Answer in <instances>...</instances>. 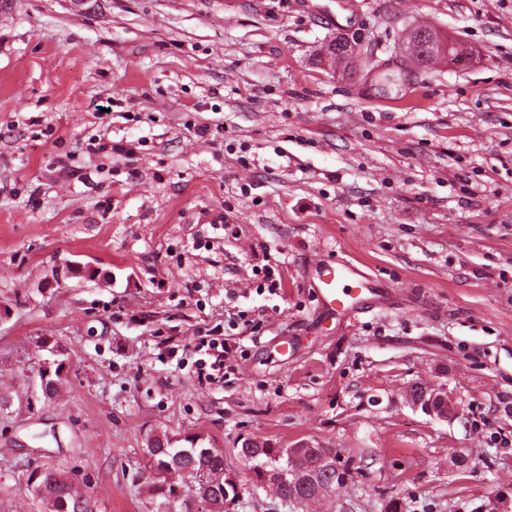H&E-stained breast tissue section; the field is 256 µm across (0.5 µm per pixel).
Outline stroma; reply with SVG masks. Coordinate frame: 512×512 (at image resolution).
Segmentation results:
<instances>
[{
  "mask_svg": "<svg viewBox=\"0 0 512 512\" xmlns=\"http://www.w3.org/2000/svg\"><path fill=\"white\" fill-rule=\"evenodd\" d=\"M317 2L343 27L302 0H0V512H35L47 467L150 512L163 433L240 476L247 438L332 449L345 481L305 512H512V0ZM424 25L461 54L409 66ZM339 34L351 69L315 65ZM319 260L381 306L323 309ZM43 338L66 381L30 408ZM219 346L221 347L220 351L218 350ZM230 349L231 346L228 343H225L224 340L218 344H216V342L210 343L209 349L206 350L205 352V354L208 355L210 358L209 361H206L205 359H198L196 361L198 378H204L206 380H216L217 378H220V376H216L217 374H222L223 377L224 357L225 354L230 351ZM422 402H424L425 411L432 417L444 420L454 415L453 404L448 400L447 396L436 389L426 390L422 401L417 400L414 405L421 408Z\"/></svg>",
  "mask_w": 512,
  "mask_h": 512,
  "instance_id": "1",
  "label": "stroma"
}]
</instances>
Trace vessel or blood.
Wrapping results in <instances>:
<instances>
[{"label": "vessel or blood", "mask_w": 512, "mask_h": 512, "mask_svg": "<svg viewBox=\"0 0 512 512\" xmlns=\"http://www.w3.org/2000/svg\"><path fill=\"white\" fill-rule=\"evenodd\" d=\"M317 293L330 310L344 313L363 308L375 289L369 277L350 263L333 266L320 264Z\"/></svg>", "instance_id": "1"}]
</instances>
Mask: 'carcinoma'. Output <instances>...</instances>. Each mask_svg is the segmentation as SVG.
Segmentation results:
<instances>
[{"label":"carcinoma","mask_w":512,"mask_h":512,"mask_svg":"<svg viewBox=\"0 0 512 512\" xmlns=\"http://www.w3.org/2000/svg\"><path fill=\"white\" fill-rule=\"evenodd\" d=\"M433 32L429 27L416 28L409 36L411 54L417 64L424 65L459 50L444 42L429 45L418 39V33ZM40 347L50 352L55 361L50 369L39 370L40 398L53 399L63 386L65 363L59 360L55 347L47 338ZM151 474L147 484L150 501L157 509L169 512L173 504L177 512H228L227 506L241 499L240 484L224 467V450L210 448H176L167 434L151 438L145 448ZM237 454L251 475L255 488L265 484L267 477L288 464L295 455L307 475L302 484L285 482L280 486V501L287 507L299 509L303 499L336 476V456L330 448H272L265 442L248 440ZM27 491L36 501L39 512H92L90 501L77 490L69 478L57 470H46L35 479H28Z\"/></svg>","instance_id":"cac0c4a2"}]
</instances>
